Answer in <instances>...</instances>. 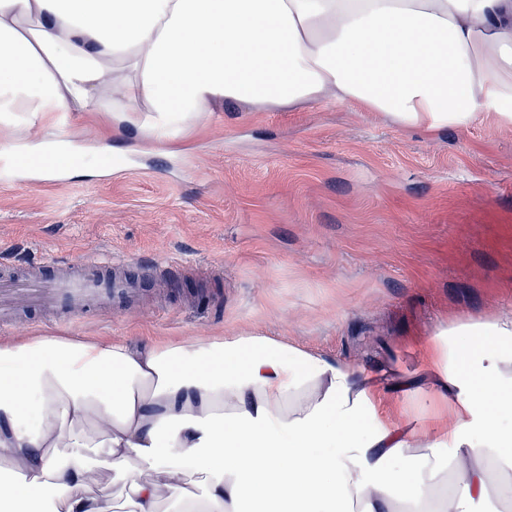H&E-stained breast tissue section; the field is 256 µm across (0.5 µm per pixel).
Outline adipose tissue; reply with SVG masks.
<instances>
[{
    "label": "adipose tissue",
    "instance_id": "adipose-tissue-1",
    "mask_svg": "<svg viewBox=\"0 0 512 512\" xmlns=\"http://www.w3.org/2000/svg\"><path fill=\"white\" fill-rule=\"evenodd\" d=\"M512 127V0H0V127L107 112L158 144L232 102ZM421 379L270 336L0 344V512H466L512 498V310L422 338ZM454 487L438 495L445 448Z\"/></svg>",
    "mask_w": 512,
    "mask_h": 512
}]
</instances>
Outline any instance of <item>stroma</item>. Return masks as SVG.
Here are the masks:
<instances>
[{
    "mask_svg": "<svg viewBox=\"0 0 512 512\" xmlns=\"http://www.w3.org/2000/svg\"><path fill=\"white\" fill-rule=\"evenodd\" d=\"M52 134L91 171L0 180V274L107 253L148 291L134 310L28 314L0 344L260 335L415 373L438 322L512 310V128L492 113L426 135L351 104H228L173 151L88 112L1 130L0 152Z\"/></svg>",
    "mask_w": 512,
    "mask_h": 512,
    "instance_id": "stroma-1",
    "label": "stroma"
}]
</instances>
